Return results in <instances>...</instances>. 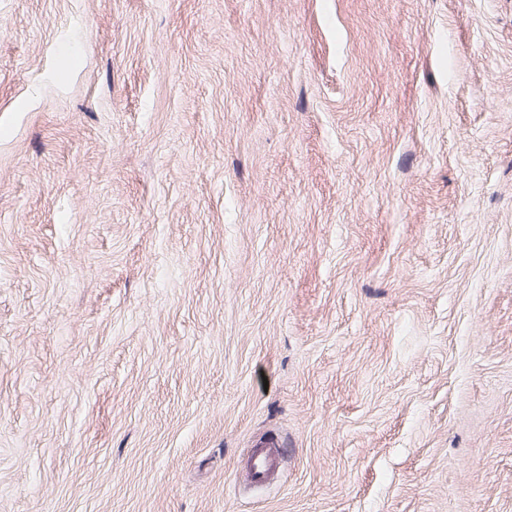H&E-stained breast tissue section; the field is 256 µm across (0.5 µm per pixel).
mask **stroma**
<instances>
[{
	"label": "stroma",
	"mask_w": 512,
	"mask_h": 512,
	"mask_svg": "<svg viewBox=\"0 0 512 512\" xmlns=\"http://www.w3.org/2000/svg\"><path fill=\"white\" fill-rule=\"evenodd\" d=\"M0 512H512V0H0ZM253 463L249 476L251 480L262 479L275 469L278 462V455L274 448H257L252 451Z\"/></svg>",
	"instance_id": "1"
}]
</instances>
